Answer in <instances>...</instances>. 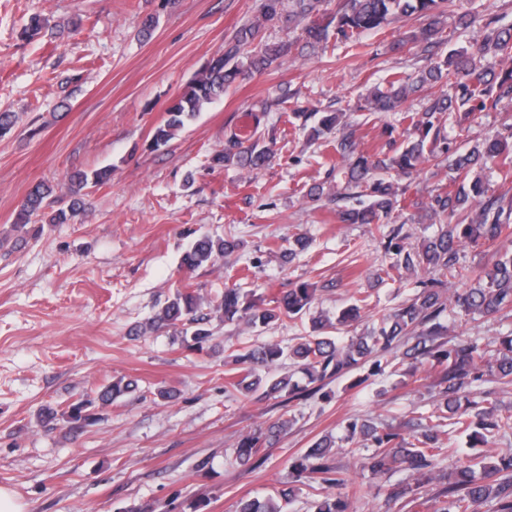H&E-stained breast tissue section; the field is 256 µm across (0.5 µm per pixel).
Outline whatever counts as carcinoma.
Here are the masks:
<instances>
[{"label": "carcinoma", "instance_id": "cac0c4a2", "mask_svg": "<svg viewBox=\"0 0 512 512\" xmlns=\"http://www.w3.org/2000/svg\"><path fill=\"white\" fill-rule=\"evenodd\" d=\"M448 0H340L336 13L311 21L305 27L307 41L320 44L329 39V32L344 40H357L362 34L381 30L391 20L413 15L429 19L422 29L425 41L437 38L442 31L443 14ZM258 26L241 27L234 43L213 57L191 81L188 89L165 110L163 119L154 126L148 144L158 150L166 146L188 123L195 120L209 104L224 97V90L249 72L261 71L280 56V50L261 49L248 56L245 47L254 43ZM493 48L500 61L510 65L500 82H495L494 65L479 67L465 50L452 49L442 63L413 82L408 76H396L389 81V89H376L361 109L368 112H394L401 102L418 86L442 81L448 85V94L436 99L423 113L406 116L410 125L419 132L415 138L405 139L398 153L389 162L374 161L359 153L350 161L346 171V188L359 190L358 207L338 214L344 224H366L369 232L379 233L385 250L395 256L389 270H425L426 278L417 282V291L404 305L383 316L368 334L339 341L330 330H340L360 321L370 310L369 296L356 297L336 313V320L319 314L311 318L315 335L288 349L277 343L244 346L232 355L224 371L225 389L246 400H262L285 393L289 398L306 397L323 389V383L339 378L352 369L369 366V375L375 376L397 359L394 350L406 346L402 359L416 366L427 360L439 369L440 400L429 415L417 418L418 429L405 436L400 432L384 430L371 423L353 421L348 425L351 434H359L370 444L373 452L366 465L374 473H385L403 467L418 471L432 465L441 448L430 421L454 420V424L469 430L478 428L474 437L485 442L486 434L512 431V412H504L493 402L486 407L473 404L475 411L461 410V400L467 389L477 382H490L503 387L512 386V336L501 337L497 356L488 355L486 348L472 340L454 344L438 343L440 324L436 319L443 312L454 316L479 315L491 317L512 308V251L496 252L495 261L488 271L478 270L460 263L458 246L467 242L474 247H491L501 238L512 236L509 214L503 205L489 199L466 224H443L438 234L423 240L416 249H408L400 232L393 229L382 233L383 223L394 210L392 183L383 178H372L376 169L393 170L408 174L422 161L435 156L434 143L428 136L438 115L461 112L468 118L487 104H497L504 97H512V31L499 32ZM341 125L340 114L325 113L318 126L312 128V137L320 138ZM271 156L270 148L257 142L234 154L221 151L211 157L215 166L235 158L250 169L264 167ZM488 165L507 167L512 171V131L486 140L482 147L457 152L452 160L456 173L447 190L435 197L434 213L452 217L468 202L485 197L489 185L479 176L470 178L472 171ZM72 196L65 208H59L50 218L52 224H66L83 211V190L88 186H103L112 180V166L91 172L74 170L67 175ZM53 190L38 183L22 199L17 221L23 226L32 217L51 206ZM238 243L222 236L197 238L182 258V268L192 273L214 263L226 253L234 251ZM310 247V239L296 236L288 241L283 257L293 261ZM315 288L302 282L287 292L269 300L255 297L242 288H226L214 305L217 318L224 324L244 323L251 328L264 329L271 323L288 319H301L311 308ZM202 300L190 291H176L159 311L146 323L151 330L172 328L182 348L201 350L212 340L208 319L198 315ZM284 358L298 366V374L276 376L272 367ZM134 380L117 379L101 388L93 397H83L57 413L46 409V416L61 417L67 423L86 426L97 419L100 405L109 404L127 394L136 392ZM294 419L278 420L265 431L244 436L238 442L236 459L242 465L261 464L265 450L273 445L280 434L293 425ZM335 446V441L323 437L295 462L299 478H317L331 487H342L345 479L334 467L324 462ZM294 497V488L278 492V498L253 497L239 503L236 512H288ZM490 499L497 501V512H512V452L496 462L471 459L456 467L454 480L448 483V503L440 512H476V507ZM315 512H349L348 498L342 494L327 497L316 503Z\"/></svg>", "mask_w": 512, "mask_h": 512}]
</instances>
